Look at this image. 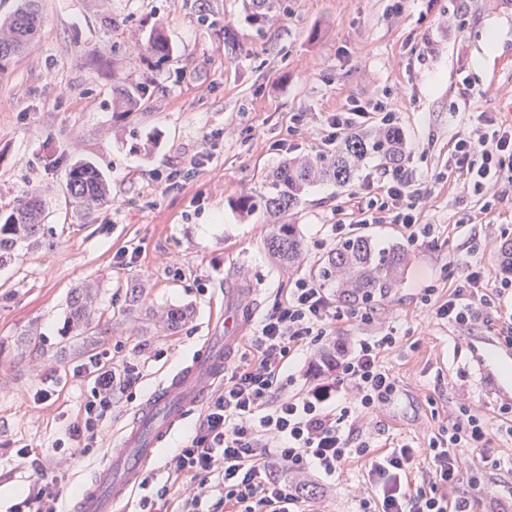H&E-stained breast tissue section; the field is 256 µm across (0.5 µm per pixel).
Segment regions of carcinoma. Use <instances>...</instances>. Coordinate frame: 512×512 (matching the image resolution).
<instances>
[{
	"mask_svg": "<svg viewBox=\"0 0 512 512\" xmlns=\"http://www.w3.org/2000/svg\"><path fill=\"white\" fill-rule=\"evenodd\" d=\"M266 7L246 4L245 12L253 24L262 26L272 20L273 0H262ZM43 20L35 0H16L14 9L0 19V74L10 70L19 55L30 45ZM144 51L158 62L171 55V44L160 28L150 32ZM118 104L125 111L139 109L146 88L118 86ZM406 141L396 126L374 133L351 131L331 150L319 153L312 161L288 160L268 176L265 191L258 197L246 195L234 202L241 214L265 212L268 228L264 246L271 258L290 269L299 268L305 242L296 224L284 217L300 207L306 190L318 182L339 186L350 184L362 162L376 157L387 165H396L406 157ZM67 189L76 206L89 210L105 206L111 189L103 174L89 163L72 167L67 173ZM41 197L32 191L20 200L5 220L0 221V266L14 257L17 244L32 241L43 233ZM407 258L397 246L378 248L361 233L339 241L336 248L317 266L323 284L336 289L337 299L345 304L372 305L389 298L401 287ZM93 298L86 288H75L68 300L69 330L74 336L84 334Z\"/></svg>",
	"mask_w": 512,
	"mask_h": 512,
	"instance_id": "carcinoma-1",
	"label": "carcinoma"
}]
</instances>
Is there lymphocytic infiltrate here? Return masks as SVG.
<instances>
[{
	"label": "lymphocytic infiltrate",
	"mask_w": 512,
	"mask_h": 512,
	"mask_svg": "<svg viewBox=\"0 0 512 512\" xmlns=\"http://www.w3.org/2000/svg\"><path fill=\"white\" fill-rule=\"evenodd\" d=\"M366 119L378 126L394 124V104L379 99L366 104L351 102L326 120L321 141L332 145L355 124ZM449 175L463 177L479 194L478 214L467 223L494 211L512 188V123L497 113L482 112L472 135L455 142L448 159ZM430 188L419 181L410 162L388 168L385 179L366 177L353 191L361 203L349 219L331 226L340 240L371 224H393L407 246L420 241L436 246L439 233L422 217ZM512 291V279L494 276L483 266H468L451 292L426 288L423 304L432 319L454 327L471 324L495 298ZM374 307L337 305L317 281L301 278L261 322L254 338L253 357L225 366L224 390L212 398L195 431L177 448L167 463L171 481L179 484L178 512H205L208 496H215L213 512H305L298 479L316 472L335 476L351 455H371L369 489L357 488L351 496L357 512H478L481 503L497 508L487 498L488 469L494 465L493 444L500 434L512 435V426L500 430L461 405L452 423L438 428L427 448L404 442L389 452H373V433L363 432L351 444L341 424H359L376 417L397 391V383L380 363V356L397 343L393 327L379 336L357 339L351 350L325 363L310 361L318 369L317 383L289 394L280 376L288 359L299 350L319 352L334 343L339 321L367 322L378 317ZM94 379L82 422L69 428L74 445L98 438L99 422L115 407V389L133 386V369L115 374L101 359L83 367ZM350 396L349 405L331 413L339 395ZM470 465H463V455ZM27 492L10 512H55L59 492L39 459H32ZM417 471L415 489H407L404 476Z\"/></svg>",
	"instance_id": "f902f5d3"
}]
</instances>
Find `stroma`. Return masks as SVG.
<instances>
[{"label":"stroma","mask_w":512,"mask_h":512,"mask_svg":"<svg viewBox=\"0 0 512 512\" xmlns=\"http://www.w3.org/2000/svg\"><path fill=\"white\" fill-rule=\"evenodd\" d=\"M210 5L205 27L195 0H39V35L0 75V216L36 189L45 224L38 246L0 269V512L28 487L23 449L43 462L67 512L133 411L201 348L215 317L241 314L239 333L251 338L261 316L335 248L329 225L336 208H350L351 187L308 190L291 218L306 245L293 272L265 251L264 215L244 222L231 208L290 157L275 141L298 143L296 159L315 157L330 113L391 93L423 178L446 169L449 144L470 134L475 113H512V0H278L263 27L245 22L243 0ZM158 25L173 47L159 63L142 49ZM462 68L479 92L469 102L456 87ZM116 75L146 87L139 111L119 110ZM194 157L193 175L167 189L171 169ZM80 160L107 177V206L75 207L65 180ZM476 201L461 179L435 185L423 221L440 225L448 242L409 249L401 287L382 302L398 340L381 361L398 391L375 428L377 452L404 441L427 447L430 429L451 423L461 403L495 427L500 406L512 405L502 319L447 327L425 317L421 303L427 286L454 287L464 265L499 270L512 202L484 223H462ZM122 249L136 251L133 266L116 262ZM133 283L143 294L131 314ZM79 285L94 302L85 335L73 337L67 303ZM174 308L190 317L173 332L165 319ZM97 356L134 368L140 380L118 395L101 436L81 454L68 428L81 420L92 386L80 367ZM42 389L47 399L36 400ZM369 468V458L354 456L335 483L315 477L326 493L309 497L311 512H352L347 492L366 485Z\"/></svg>","instance_id":"stroma-1"}]
</instances>
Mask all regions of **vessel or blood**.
<instances>
[{
    "label": "vessel or blood",
    "mask_w": 512,
    "mask_h": 512,
    "mask_svg": "<svg viewBox=\"0 0 512 512\" xmlns=\"http://www.w3.org/2000/svg\"><path fill=\"white\" fill-rule=\"evenodd\" d=\"M219 345H207L161 380L124 427L117 450L93 470L74 512H116L115 506L143 478L147 466L199 404L211 383L224 373V359L238 338L233 321Z\"/></svg>",
    "instance_id": "vessel-or-blood-1"
}]
</instances>
